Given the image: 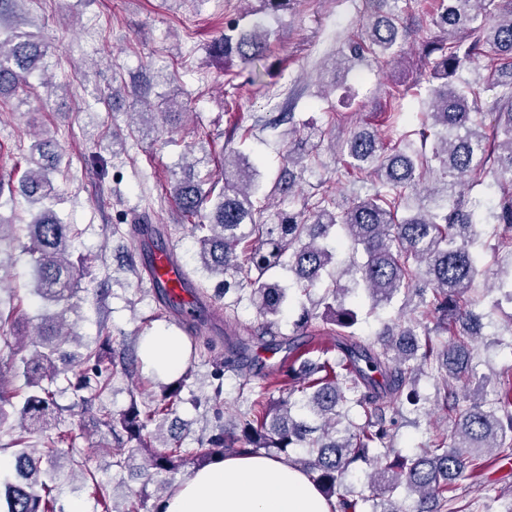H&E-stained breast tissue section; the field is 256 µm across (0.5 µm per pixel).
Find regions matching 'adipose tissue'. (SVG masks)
I'll use <instances>...</instances> for the list:
<instances>
[{
    "label": "adipose tissue",
    "mask_w": 512,
    "mask_h": 512,
    "mask_svg": "<svg viewBox=\"0 0 512 512\" xmlns=\"http://www.w3.org/2000/svg\"><path fill=\"white\" fill-rule=\"evenodd\" d=\"M160 375L181 369L187 356L178 336L145 341ZM310 477L287 461L264 454L227 456L195 470L168 493L162 512H331Z\"/></svg>",
    "instance_id": "ef3b65f1"
}]
</instances>
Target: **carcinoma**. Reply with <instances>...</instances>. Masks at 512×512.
Masks as SVG:
<instances>
[{
    "label": "carcinoma",
    "instance_id": "obj_1",
    "mask_svg": "<svg viewBox=\"0 0 512 512\" xmlns=\"http://www.w3.org/2000/svg\"><path fill=\"white\" fill-rule=\"evenodd\" d=\"M370 18L364 33L348 40L340 50L338 64L347 71L359 64L382 69L402 52L406 33L400 13L403 0H367ZM431 23L441 36L423 44L425 57L432 58L428 105L423 120L406 132L405 143L389 145L378 134L355 131L344 141L341 154L358 181L371 182L363 196L340 199L328 189L298 210H281L276 220L263 219L258 204L259 186L255 170L239 149L229 146L235 138H246L253 130L234 125L224 145V163L218 178L224 181L214 193L213 177H187L170 184L169 194L191 225L195 255L203 268L224 291H249V300L261 327L237 338L224 353L226 371L248 375L255 370L252 347L275 349L290 339L280 335L278 323L294 288L311 302L294 323L304 335L313 321L332 326L336 336V358L314 363L308 375L297 373L295 363L282 368L286 396L275 401L259 393L229 431L217 424L199 439L198 448L186 458L180 437L172 436L163 450L152 452L148 467L170 471L190 462L201 468L226 455H288L302 450L304 457L292 460L320 488L327 499L337 498L341 512H356L355 491L347 478L359 466L371 465L375 448H389L392 422L387 404L402 395L413 396L417 376L428 366L445 372L443 390L453 388V407L459 419L453 442L442 440L411 457L396 456L370 474L374 489L372 512H402L385 508L384 502L404 489L417 496L413 512H438L453 498V484L466 473L478 471L483 458L496 454L512 439V375L503 381V394L493 402L480 388H469L475 376L474 336L482 316L473 306L481 281L504 289L501 273L481 264L474 251L493 225L489 238L494 248L512 254V0H436ZM271 32L254 20L249 27L229 21L224 33L211 46L212 57L228 63L236 57L243 63L264 58ZM49 46L32 32L12 30L0 37V96L16 91L27 77L39 72L48 87L45 58ZM487 61V74L468 79L459 74L476 61ZM492 93L497 103L491 132L478 109V101ZM136 129L148 136L172 122L176 113L152 110L147 92L135 95ZM297 148L288 150L285 161L300 172L308 169L305 159L318 152L324 133L314 124L292 128ZM20 180L25 200L37 211L25 225L30 256L29 292L42 307L34 327L36 349L29 355L12 352L11 367L25 380L26 395L14 406L16 391L0 376V424L7 418L5 407L14 408L21 436L13 446L16 481L0 482V512H56L51 488L42 479L40 457L31 450L28 435L52 426L57 409L54 394L44 381L59 365L73 357L63 350L75 333L67 324L74 299L82 290L84 272L72 261L77 232L64 224L48 205L54 192L52 174L58 171L61 154L52 139L33 145ZM493 176L498 192L487 200L472 195L473 187ZM436 177L437 186L423 182ZM419 197L416 211L399 215L408 195ZM270 195L298 196L296 176L278 180ZM346 241L351 250L344 266L336 264V242ZM282 268L294 275L291 286L274 280L270 272ZM330 283L313 297L323 275ZM403 296L404 305L416 302L423 318L402 325H384L377 340L364 343L356 336L359 301L370 309H383ZM323 309L322 315L315 310ZM30 320L0 312V342L10 345L9 335L20 334ZM434 327H429V324ZM449 334L440 346L431 341L433 329ZM103 336L101 349L86 354L94 362L99 390L109 386L102 377L104 347L111 336ZM186 376L181 374L163 386L160 399L140 410L133 407L118 418H108L112 434L114 465L131 468L135 451L152 447L157 433L151 424L175 413L181 401ZM352 403L361 407L364 423L352 430L338 428L340 410Z\"/></svg>",
    "mask_w": 512,
    "mask_h": 512
}]
</instances>
